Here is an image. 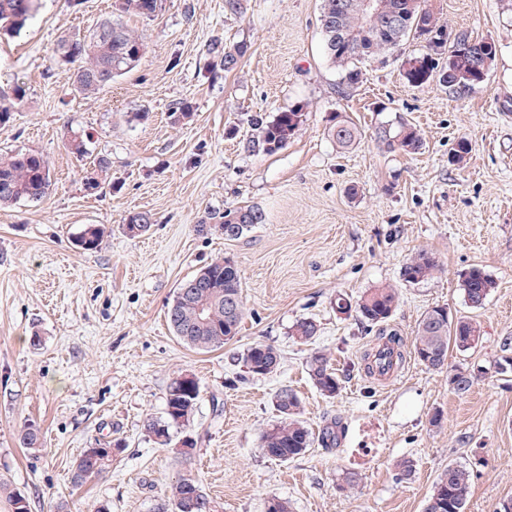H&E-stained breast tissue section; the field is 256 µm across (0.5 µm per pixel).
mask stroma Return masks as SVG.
I'll list each match as a JSON object with an SVG mask.
<instances>
[{
  "instance_id": "obj_1",
  "label": "stroma",
  "mask_w": 512,
  "mask_h": 512,
  "mask_svg": "<svg viewBox=\"0 0 512 512\" xmlns=\"http://www.w3.org/2000/svg\"><path fill=\"white\" fill-rule=\"evenodd\" d=\"M242 4L233 15L224 0H162L153 17L125 15L146 53L89 96L73 90L57 43L92 33L115 0H36L20 34L0 38V94L22 90L0 126V157L41 153L51 176L41 200L0 206V481L30 512L56 503L154 512L188 474L224 512H266L274 498L290 512H422L442 471L457 464L473 473L466 512H494L512 499V371L496 369L512 336V14L501 0H430L449 33L495 43L481 87L409 84L402 62L424 54L419 39L366 61L350 87L323 51L320 0ZM213 41L247 44L237 69L207 53ZM182 102L192 116L180 121ZM290 109L301 124L267 152L257 119ZM339 113L363 132L349 150L328 134ZM399 118L420 131V153L377 142L376 130ZM76 133L89 138L90 157L68 149ZM462 140L470 153L450 163ZM102 155L110 167L87 190ZM245 205L261 209L264 223L235 240L198 233ZM137 211L155 222L131 237L122 226ZM88 224L107 229L98 249L74 243ZM421 251L435 257L437 274L403 281V265ZM224 257L240 271L244 318L223 348L196 351L174 335L168 305L181 282ZM474 268L496 282L479 309L462 290ZM381 284L399 290L389 327L404 342L435 306L475 319L481 341L449 351L442 370L410 356L394 381L370 376L362 356L371 335L337 312L336 298L354 301ZM303 318L319 327L306 344L290 334ZM34 333L40 346L29 342ZM255 343L278 350L277 373L248 377L239 356ZM318 353L341 380L336 398L308 376ZM477 368L469 392L455 393L452 371ZM185 371L201 390L189 429L174 432L199 440L188 464L143 427L164 419L167 387ZM283 387L298 395L313 431L341 421L335 447L315 444L286 462L264 455L261 436L278 420ZM28 421L41 433L35 453L17 440ZM106 441L115 444L108 472L74 484L84 450ZM403 458L415 464L407 481L396 478Z\"/></svg>"
}]
</instances>
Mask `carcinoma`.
<instances>
[{
    "instance_id": "obj_1",
    "label": "carcinoma",
    "mask_w": 512,
    "mask_h": 512,
    "mask_svg": "<svg viewBox=\"0 0 512 512\" xmlns=\"http://www.w3.org/2000/svg\"><path fill=\"white\" fill-rule=\"evenodd\" d=\"M35 0H0V30L5 35L19 33L33 17V10L24 7L23 2ZM160 0H119V12L143 17H152ZM320 15L321 31L325 49L331 63L341 72L343 82L356 84L361 75L359 64L399 46L410 36L425 41L426 53L419 57L418 67H403L405 79L412 85L420 86L432 77L450 88L474 87L469 76L484 64V53L497 55L495 43L485 40H471L465 33L451 35L446 26L427 8V0H379L380 18L368 23L359 4L361 0H322ZM473 41L471 51L466 53V43ZM444 49L453 58L449 67H439L436 48ZM146 50L144 37L127 27L121 19L111 16L104 18L88 36H64L58 42L57 52L65 64L72 65L67 78L74 90L81 94L96 93L112 84V80L134 70ZM212 50L224 51V70L229 72L238 67L247 46L237 45L220 48L213 44ZM302 114L296 110L277 113L272 120L260 124L265 148L276 151L288 144L301 123ZM330 135L341 149H350L362 139V131L341 114H336ZM378 142L387 149L414 154L422 147L418 130L407 121L400 119L395 125L377 133ZM48 167L43 156L32 152H17L7 158H0V205L20 200L39 201L49 191L50 175L44 172ZM265 221L264 213L254 206L227 208L219 217L218 227L232 224L237 228L234 238L241 237L254 225ZM154 223L149 212H136L127 216L122 225L124 232L135 237L149 230ZM104 227L88 224L76 238V245L84 250L98 248L104 238ZM438 265L435 258L420 252L403 266L401 276L407 283H419L434 275ZM466 302L472 308L481 307L491 290L493 279L479 269L467 272L462 280ZM207 304L209 320L199 321L200 302ZM399 302L397 289L382 285L365 292L356 303L339 297L336 309L341 314L355 312L358 320L375 330L378 347L385 343L390 346L387 354L395 362L403 360V341L398 333L387 330V325ZM244 316L241 276L236 265L224 259L215 260L199 269L192 277L177 288L167 309V318L174 334L184 344L199 350L209 351L224 346L239 330ZM318 332L317 324L310 319L297 321L292 336L302 343L311 341ZM482 337L479 323L468 318H452L447 308L436 306L426 311L418 324L412 341L413 354L429 369L441 370L448 365V352L456 349L465 352L477 346ZM244 363H252L262 374L275 372L280 365V354L271 345L256 343L241 354ZM308 374L315 388L327 398H334L341 392V381L328 363L327 358L317 354L308 364ZM476 379L473 371L458 370L449 380L452 389L463 394L470 390ZM200 399V387L194 381L184 384L174 378L166 393V420L147 419L145 432L162 447H169L188 461L197 448L198 440H191L188 449L179 447L183 439L175 440L170 429L186 428L193 420ZM274 406L279 421L261 436L263 453L278 461L291 460L307 451L314 442L330 448L336 444L334 420L317 434L301 419V403L298 396L284 388L276 393ZM23 448L33 450L39 444V429L32 423L23 425L18 434ZM112 456L91 461L80 456L72 473L76 485L96 477L108 469ZM472 474L464 466L450 465L444 470L427 498L423 512H465ZM222 506L210 497L199 481L191 476H182L171 487L167 499L158 503L155 512H221Z\"/></svg>"
}]
</instances>
